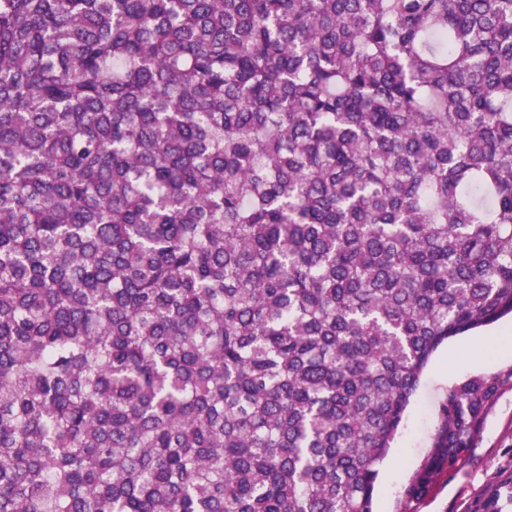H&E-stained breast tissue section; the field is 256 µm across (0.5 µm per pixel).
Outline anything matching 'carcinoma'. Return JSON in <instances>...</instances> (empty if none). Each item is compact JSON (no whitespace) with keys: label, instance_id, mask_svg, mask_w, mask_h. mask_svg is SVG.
Returning a JSON list of instances; mask_svg holds the SVG:
<instances>
[{"label":"carcinoma","instance_id":"obj_1","mask_svg":"<svg viewBox=\"0 0 512 512\" xmlns=\"http://www.w3.org/2000/svg\"><path fill=\"white\" fill-rule=\"evenodd\" d=\"M510 313L512 0H0V512H374ZM512 336V316L494 324L448 338L433 353L423 371L408 406L392 449L379 465L375 490L376 512H401L405 509L404 488L424 464L441 404L448 386L476 375L504 371L512 367V354L499 356V334ZM511 333V335H510ZM485 343L471 350L470 344ZM449 353L443 362L440 358ZM381 466V467H380Z\"/></svg>","mask_w":512,"mask_h":512}]
</instances>
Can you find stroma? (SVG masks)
Here are the masks:
<instances>
[{"label": "stroma", "instance_id": "stroma-1", "mask_svg": "<svg viewBox=\"0 0 512 512\" xmlns=\"http://www.w3.org/2000/svg\"><path fill=\"white\" fill-rule=\"evenodd\" d=\"M512 334V316L454 336L433 353L408 406L392 449L379 469L376 512H403V491L424 464L448 386L476 375L512 368L500 357L501 333ZM512 478V384L504 386L477 443L455 470L440 474L412 512H481L485 490Z\"/></svg>", "mask_w": 512, "mask_h": 512}]
</instances>
